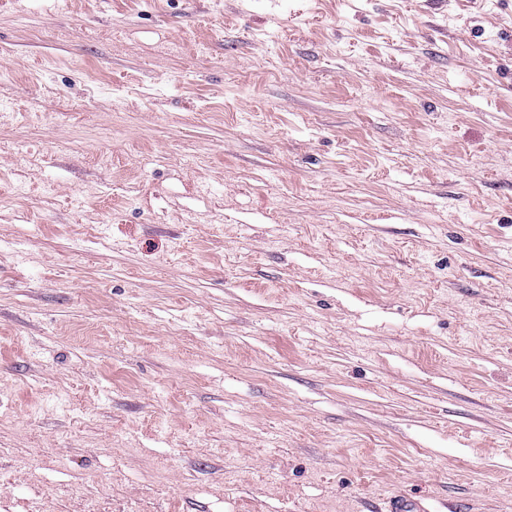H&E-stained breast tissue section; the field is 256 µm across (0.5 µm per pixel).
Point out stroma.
<instances>
[{
    "label": "stroma",
    "instance_id": "1",
    "mask_svg": "<svg viewBox=\"0 0 512 512\" xmlns=\"http://www.w3.org/2000/svg\"><path fill=\"white\" fill-rule=\"evenodd\" d=\"M512 512V0H0V512Z\"/></svg>",
    "mask_w": 512,
    "mask_h": 512
}]
</instances>
